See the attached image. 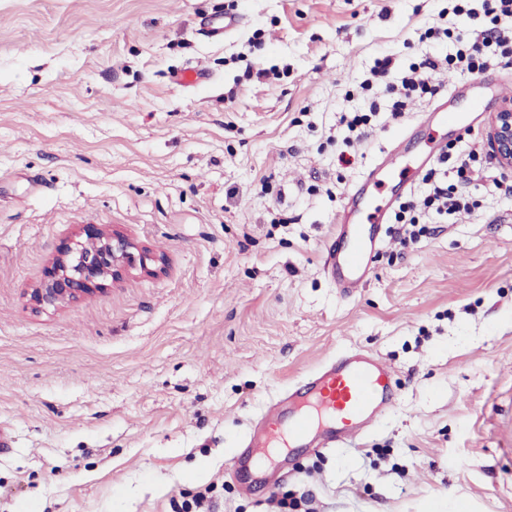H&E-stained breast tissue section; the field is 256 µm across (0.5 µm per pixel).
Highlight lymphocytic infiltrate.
Returning a JSON list of instances; mask_svg holds the SVG:
<instances>
[{
    "label": "lymphocytic infiltrate",
    "instance_id": "1",
    "mask_svg": "<svg viewBox=\"0 0 512 512\" xmlns=\"http://www.w3.org/2000/svg\"><path fill=\"white\" fill-rule=\"evenodd\" d=\"M471 0H451L454 16L464 18L462 26L430 28L425 38L455 40L458 49L446 56H423L411 62L398 81H391V57L378 58L364 79L362 91L384 86L390 101L389 114L397 120L404 116L410 102L433 97L438 92L432 84V73L443 70L449 77L461 74L478 75L503 61L512 62V0H480V7ZM483 163L480 151L443 152L422 177L424 189L420 196L401 202L392 213L393 223L399 224L403 244L418 243L427 233L424 217L444 224L459 214L472 213L476 207L469 189L477 181Z\"/></svg>",
    "mask_w": 512,
    "mask_h": 512
}]
</instances>
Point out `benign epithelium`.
<instances>
[{"label":"benign epithelium","mask_w":512,"mask_h":512,"mask_svg":"<svg viewBox=\"0 0 512 512\" xmlns=\"http://www.w3.org/2000/svg\"><path fill=\"white\" fill-rule=\"evenodd\" d=\"M486 137L493 148L498 165L512 171V104L491 114ZM80 235L94 243L85 248L83 242L66 246L52 259L45 278L32 289L30 299L35 308H59L85 297L103 293L107 287L119 282L140 264L146 267L149 251L138 249L122 232L101 227L97 224H84ZM139 255H134V250Z\"/></svg>","instance_id":"7a95c632"}]
</instances>
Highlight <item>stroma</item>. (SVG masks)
Wrapping results in <instances>:
<instances>
[{"mask_svg":"<svg viewBox=\"0 0 512 512\" xmlns=\"http://www.w3.org/2000/svg\"><path fill=\"white\" fill-rule=\"evenodd\" d=\"M448 0H0V512H512V194L414 245L396 225L372 280L322 271L352 179L408 128L389 101L351 167L342 113L375 59L401 74ZM238 15L213 40L200 23ZM260 51H252L254 39ZM269 69L266 78L255 68ZM198 68L206 83L173 74ZM163 257L106 293L35 310L80 225ZM359 349L399 397L354 448L299 449L272 489L231 476L275 400ZM203 508H194L198 495Z\"/></svg>","mask_w":512,"mask_h":512,"instance_id":"1","label":"stroma"}]
</instances>
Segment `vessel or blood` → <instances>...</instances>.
<instances>
[{
  "mask_svg": "<svg viewBox=\"0 0 512 512\" xmlns=\"http://www.w3.org/2000/svg\"><path fill=\"white\" fill-rule=\"evenodd\" d=\"M420 122L450 126L461 132L467 129L460 116L444 103L424 114ZM400 153V148H392L353 182L347 195L349 203L368 205L369 210L357 223L337 225L336 237L326 249L324 271L341 293H352L372 278L380 230L391 213L390 206H376L372 200L386 178L395 173ZM297 396L300 405L287 425L265 432L254 441L252 463L257 473L273 467L279 449L303 447L315 436L323 448L354 445L373 420L393 407V374L375 356L350 352L312 374Z\"/></svg>",
  "mask_w": 512,
  "mask_h": 512,
  "instance_id": "1",
  "label": "vessel or blood"
}]
</instances>
